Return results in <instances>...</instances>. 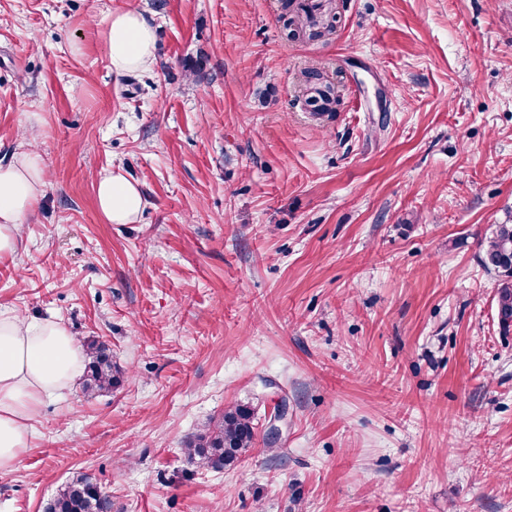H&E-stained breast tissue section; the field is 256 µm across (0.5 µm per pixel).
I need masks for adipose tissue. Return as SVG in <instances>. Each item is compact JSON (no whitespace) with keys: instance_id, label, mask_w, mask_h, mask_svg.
I'll list each match as a JSON object with an SVG mask.
<instances>
[{"instance_id":"obj_1","label":"adipose tissue","mask_w":512,"mask_h":512,"mask_svg":"<svg viewBox=\"0 0 512 512\" xmlns=\"http://www.w3.org/2000/svg\"><path fill=\"white\" fill-rule=\"evenodd\" d=\"M113 73L145 69L156 49V31L144 14L113 11L103 32ZM39 152H22L0 164V256L17 250L20 228L45 194ZM99 210L107 223L138 221L144 199L136 182L103 172L96 182ZM84 354L71 330L54 317L23 320L0 309V473L11 472L35 438L32 422L47 403L72 389L84 369Z\"/></svg>"}]
</instances>
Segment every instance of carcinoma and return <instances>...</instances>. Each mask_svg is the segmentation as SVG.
<instances>
[{"instance_id":"cac0c4a2","label":"carcinoma","mask_w":512,"mask_h":512,"mask_svg":"<svg viewBox=\"0 0 512 512\" xmlns=\"http://www.w3.org/2000/svg\"><path fill=\"white\" fill-rule=\"evenodd\" d=\"M337 13L328 10L320 25L309 32L312 38L336 29ZM481 265L500 277L496 292V318L500 329L512 330V224H498L486 242ZM85 354L86 389L105 390L121 383L119 370L112 364L108 345L96 340L82 345ZM254 412L245 404L226 410L212 425L190 437L185 453L202 465L222 470L233 465L254 438ZM44 512H112L111 499L87 477L68 483L47 505Z\"/></svg>"}]
</instances>
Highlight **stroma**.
Listing matches in <instances>:
<instances>
[{
	"instance_id": "obj_1",
	"label": "stroma",
	"mask_w": 512,
	"mask_h": 512,
	"mask_svg": "<svg viewBox=\"0 0 512 512\" xmlns=\"http://www.w3.org/2000/svg\"><path fill=\"white\" fill-rule=\"evenodd\" d=\"M334 4L312 41L282 0H0V163L36 145L47 183L0 308L123 372L42 408L0 512L78 476L112 512H512V333L478 262L512 224V0ZM129 7L156 50L119 76L102 32ZM312 68L337 112L305 106ZM106 170L137 223L103 219ZM234 403L251 448L198 467L187 439ZM96 196L99 210L109 224H134L144 208L138 184L121 172H103L96 182Z\"/></svg>"
}]
</instances>
